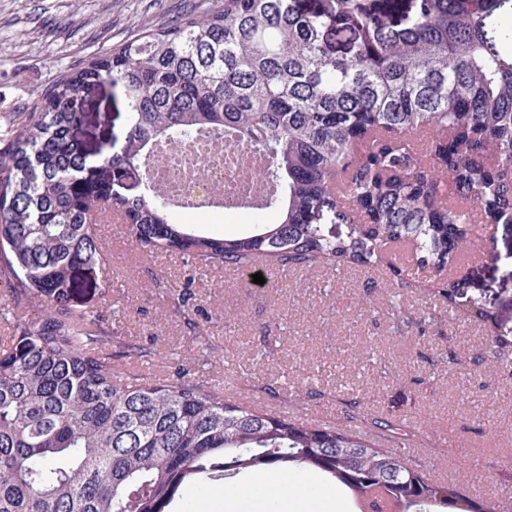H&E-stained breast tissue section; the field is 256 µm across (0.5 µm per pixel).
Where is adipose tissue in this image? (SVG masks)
I'll list each match as a JSON object with an SVG mask.
<instances>
[{"mask_svg": "<svg viewBox=\"0 0 512 512\" xmlns=\"http://www.w3.org/2000/svg\"><path fill=\"white\" fill-rule=\"evenodd\" d=\"M288 479L278 471L236 490L224 492L210 505L207 512H336V497L327 492H318L308 487L288 488ZM271 486L285 487L284 496L277 502H269L264 495Z\"/></svg>", "mask_w": 512, "mask_h": 512, "instance_id": "obj_1", "label": "adipose tissue"}]
</instances>
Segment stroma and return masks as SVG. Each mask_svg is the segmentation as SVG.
Returning <instances> with one entry per match:
<instances>
[{
  "label": "stroma",
  "mask_w": 512,
  "mask_h": 512,
  "mask_svg": "<svg viewBox=\"0 0 512 512\" xmlns=\"http://www.w3.org/2000/svg\"><path fill=\"white\" fill-rule=\"evenodd\" d=\"M224 0H0V139L33 110L64 73L186 11L210 13ZM85 143L122 135L124 107L107 91L87 97ZM277 216L198 213L188 228L237 236ZM110 264L105 293L87 297L108 319L113 358L133 375L188 373L219 385L227 402L347 430L397 453L432 479L512 512V375L501 369L488 326L449 311L432 266L400 261L335 270L319 265L213 270L188 276L174 254L147 255L122 225L100 227ZM449 270L512 324V277L499 255L512 253V224L470 240ZM261 273L264 284L254 283ZM186 295L172 306L169 289ZM197 335H189L186 318ZM239 477L199 475L169 512H201Z\"/></svg>",
  "instance_id": "35a3bbf8"
}]
</instances>
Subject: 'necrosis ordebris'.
<instances>
[{
    "label": "necrosis or debris",
    "mask_w": 512,
    "mask_h": 512,
    "mask_svg": "<svg viewBox=\"0 0 512 512\" xmlns=\"http://www.w3.org/2000/svg\"><path fill=\"white\" fill-rule=\"evenodd\" d=\"M260 163L254 150L203 136L187 147H159L148 169L162 186L166 203L178 212L208 207L257 214L264 190L250 184L245 167Z\"/></svg>",
    "instance_id": "obj_1"
}]
</instances>
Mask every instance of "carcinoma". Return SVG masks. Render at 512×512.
Returning a JSON list of instances; mask_svg holds the SVG:
<instances>
[{
    "label": "carcinoma",
    "mask_w": 512,
    "mask_h": 512,
    "mask_svg": "<svg viewBox=\"0 0 512 512\" xmlns=\"http://www.w3.org/2000/svg\"><path fill=\"white\" fill-rule=\"evenodd\" d=\"M507 0H224L149 29L45 91L0 149V512H165L209 471L306 465L360 504L382 483L406 512H493L357 436L224 402L185 377L118 376L101 311L106 283L93 215L117 217L148 254L191 273L258 257L307 269L371 268L414 236L444 270L455 224H512V14ZM108 83L128 111L92 149L76 134L83 93ZM455 129L448 144L427 135ZM206 133L256 147L252 181L277 222L236 239L176 223L146 163L159 142ZM442 159L452 191L424 163ZM135 184L132 191L126 184ZM448 308L512 326L461 281ZM39 315L25 320L22 313Z\"/></svg>",
    "instance_id": "1"
}]
</instances>
